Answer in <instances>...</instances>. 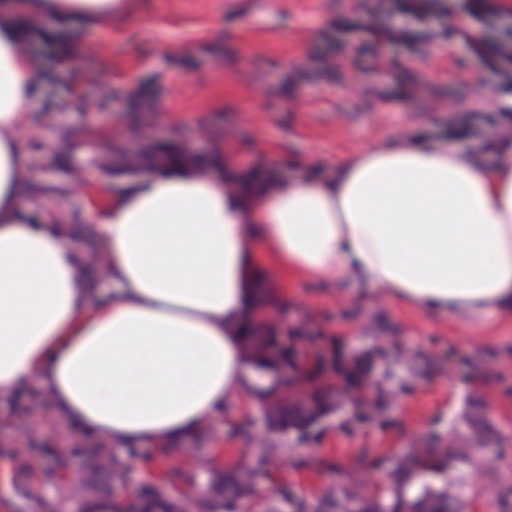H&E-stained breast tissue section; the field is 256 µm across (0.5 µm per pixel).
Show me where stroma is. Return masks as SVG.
I'll return each mask as SVG.
<instances>
[{
    "label": "stroma",
    "instance_id": "1",
    "mask_svg": "<svg viewBox=\"0 0 512 512\" xmlns=\"http://www.w3.org/2000/svg\"><path fill=\"white\" fill-rule=\"evenodd\" d=\"M460 7V28L484 41L512 28V0ZM450 15L448 0L425 14L396 13L393 0H127L100 26L22 18L42 81L30 103L41 138L18 132L29 184L63 181V158L82 166L86 185L102 184L92 163L102 137L119 149L148 125L205 166L229 153L242 171L274 180H330L337 160L391 140L445 143L493 166L501 154L484 148L494 135L485 118L512 114V82L460 43ZM375 25L406 26L418 40L371 50L365 30ZM430 72L437 80L426 81ZM468 111L473 136L449 138ZM258 292L248 323L274 331L275 363L252 368L251 387L212 419L204 443L223 469L268 456L271 478L256 500L273 503L285 484L322 493L332 467L387 486L408 448L447 447L476 412L498 437L480 451L494 463L479 486L512 477L511 310L428 313L354 278L298 277ZM295 377L328 409L305 429L272 428L268 396ZM365 398L381 401L378 415ZM79 465L47 457L32 469L0 444V512H28L46 473Z\"/></svg>",
    "mask_w": 512,
    "mask_h": 512
}]
</instances>
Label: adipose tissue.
Segmentation results:
<instances>
[{"label":"adipose tissue","instance_id":"obj_1","mask_svg":"<svg viewBox=\"0 0 512 512\" xmlns=\"http://www.w3.org/2000/svg\"><path fill=\"white\" fill-rule=\"evenodd\" d=\"M121 5L0 0V393L42 386L112 445L161 448L245 390L260 283L351 274L428 311L512 306V155L484 168L434 143L362 151L326 183L250 184L228 156L113 186L90 211L114 291L89 305L76 253L21 208L17 131L40 80L16 19L101 22Z\"/></svg>","mask_w":512,"mask_h":512}]
</instances>
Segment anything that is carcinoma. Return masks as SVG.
Instances as JSON below:
<instances>
[{"label": "carcinoma", "instance_id": "1", "mask_svg": "<svg viewBox=\"0 0 512 512\" xmlns=\"http://www.w3.org/2000/svg\"><path fill=\"white\" fill-rule=\"evenodd\" d=\"M167 156V148L158 144L142 146L132 152H120L123 166L115 167L112 146H105L98 165L107 178L125 172L151 168ZM41 214L66 242L80 241L83 250L78 256L79 273L87 287L97 291L99 272L106 261L107 249L91 224H76L69 215L52 207ZM252 349V359L259 364H269L265 350L275 345L273 337L261 340L246 337ZM308 408L303 402L289 398L273 397L269 400V420L280 428H303L323 415L319 399H312ZM0 403L12 413L0 424V432L10 436L8 444L14 448H41L60 453L63 448L33 426L34 414L45 411L54 414L52 396L45 389L33 384H23L9 394H0ZM70 451H77L87 462V476L82 487L88 512H93L99 501L111 493V484L124 478L123 464L112 454L109 440L100 435L73 426L64 425ZM495 439V431L484 421L470 425L468 442L487 444ZM448 462L451 476L438 488L419 477L438 469V463ZM462 464L458 469L455 464ZM472 456L461 446L448 444L446 448H433L426 443L422 448H412L402 459L392 475L389 485L380 492L367 495L363 484L350 478L343 479L337 470L330 472V481L320 496L309 497L301 489L282 486L276 492V505L267 512H468L480 498L488 497V505L495 512H512V483L505 482L483 489L477 486L471 474ZM268 476L266 462L257 460L249 467H238L220 473L211 485L209 494L196 497L181 493L180 487L191 484L188 474L179 472L167 475L153 484H147L141 493L124 506V512H237L238 505L250 501L256 486Z\"/></svg>", "mask_w": 512, "mask_h": 512}]
</instances>
